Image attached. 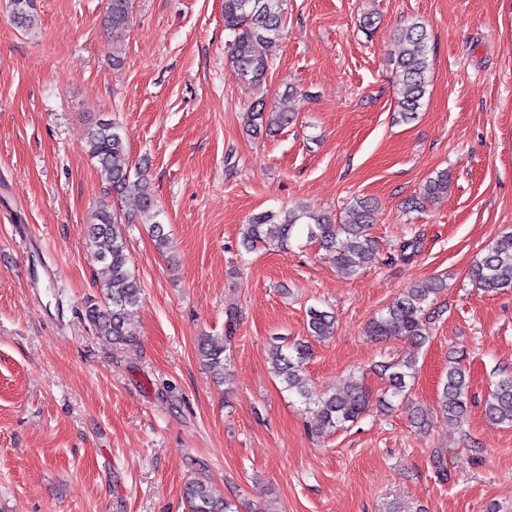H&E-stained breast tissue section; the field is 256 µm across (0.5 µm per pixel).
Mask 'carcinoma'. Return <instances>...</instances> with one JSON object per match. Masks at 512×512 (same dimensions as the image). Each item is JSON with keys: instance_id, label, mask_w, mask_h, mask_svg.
Instances as JSON below:
<instances>
[{"instance_id": "1", "label": "carcinoma", "mask_w": 512, "mask_h": 512, "mask_svg": "<svg viewBox=\"0 0 512 512\" xmlns=\"http://www.w3.org/2000/svg\"><path fill=\"white\" fill-rule=\"evenodd\" d=\"M284 0H224V31L228 33L230 62L253 87L264 83L270 68L271 52L278 46L282 34ZM14 22L28 28L36 21L35 0H11ZM131 0H108L104 25L122 31L130 23ZM401 46L395 60L403 84L402 98L397 102L398 116L403 122L416 118L426 93L429 71L430 35L424 26L413 23L400 29L397 36ZM297 93L287 90L271 107L259 102L253 106V127H284L296 115ZM85 151L95 161L106 195L121 197L130 180L131 167L127 158L125 137L121 127L112 120L98 119L89 126ZM448 192V172L442 171L423 185L418 195L409 199L410 208L421 209L426 200ZM163 210L149 182L142 183L136 203V217L147 226L158 249L168 243L165 224L160 219ZM123 218L109 200L101 202L86 225V237L92 248L93 261L98 265L100 297L85 302L84 313L96 334L114 344L134 341L129 323L131 310L142 298V284L129 265L127 239ZM376 223L375 207L368 198H358L349 205L344 222L327 215H316L300 206L284 211H262L251 215L243 225V245L251 249L259 244L285 249L290 245L298 227L306 237L318 243L331 255L337 269L354 276L376 257L377 244L369 233ZM512 231L496 236L484 248V254L469 268L472 285L479 291L497 294L512 288ZM444 284L439 279L415 284L402 291L389 306L373 317L366 326V335L376 340L407 338L418 344L431 335V315L428 307ZM227 321L221 337L203 336L198 353L206 370L214 379L224 381L230 355L227 354L240 317V310H226ZM310 335L319 339L333 335L335 316L311 307L307 311ZM311 357L305 342L284 347V339L272 338L269 358L275 374L288 392L303 404L315 407L319 421L316 436L333 433L366 415L372 406L391 409L410 402L409 381L415 379L416 360L406 358L381 366L386 388L384 396L374 397L363 383L352 379L333 393H316L305 377L304 366ZM467 372L459 358L448 361V372L441 381L437 408L449 420L467 417L471 404ZM485 418L494 425L512 426V376L500 379L484 401ZM184 496L189 512H240L229 499H215L206 483L192 481L185 485Z\"/></svg>"}]
</instances>
